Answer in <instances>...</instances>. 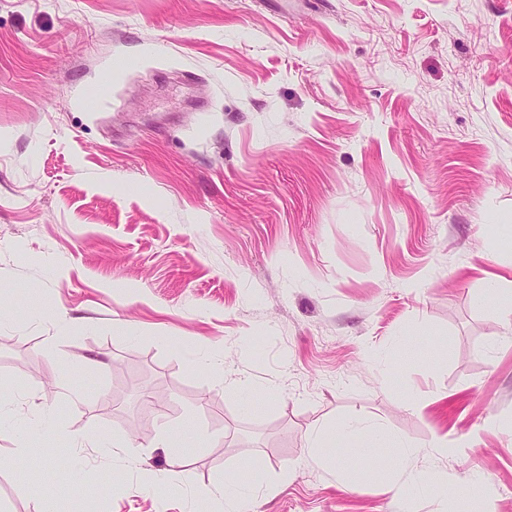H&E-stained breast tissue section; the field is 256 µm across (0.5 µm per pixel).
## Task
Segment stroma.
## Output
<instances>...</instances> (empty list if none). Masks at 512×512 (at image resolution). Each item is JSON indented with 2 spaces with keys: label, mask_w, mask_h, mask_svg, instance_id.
Segmentation results:
<instances>
[{
  "label": "stroma",
  "mask_w": 512,
  "mask_h": 512,
  "mask_svg": "<svg viewBox=\"0 0 512 512\" xmlns=\"http://www.w3.org/2000/svg\"><path fill=\"white\" fill-rule=\"evenodd\" d=\"M493 277L512 0H0V512L43 506L26 459L76 481L53 512H213L249 463L247 512H394L434 469L512 512ZM191 413L179 461L80 447ZM357 415L420 455L309 452ZM428 453L433 457H448V454L459 452L462 448H469V442L462 438L448 439L446 434H434L429 443Z\"/></svg>",
  "instance_id": "stroma-1"
}]
</instances>
